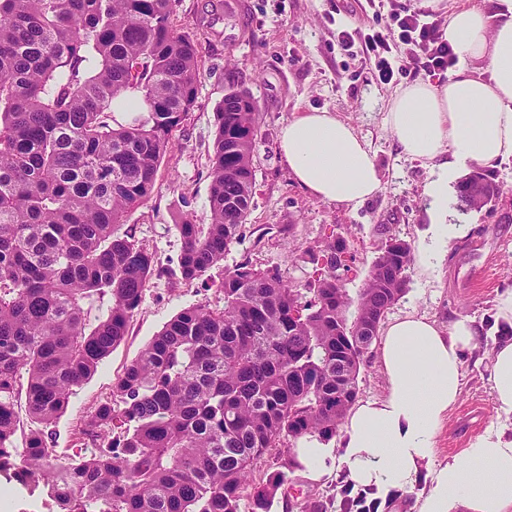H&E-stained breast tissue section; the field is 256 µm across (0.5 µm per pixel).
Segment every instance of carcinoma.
Wrapping results in <instances>:
<instances>
[{
    "label": "carcinoma",
    "mask_w": 512,
    "mask_h": 512,
    "mask_svg": "<svg viewBox=\"0 0 512 512\" xmlns=\"http://www.w3.org/2000/svg\"><path fill=\"white\" fill-rule=\"evenodd\" d=\"M175 2L0 0V477L48 512H240L245 496L267 512L292 448L259 484L254 462L305 436H336L363 356L409 288L411 246L388 226L354 298L352 259L338 257L347 244L334 235L312 255L308 300L242 263L220 283L223 307L181 310L126 366L112 390L121 408L105 402L85 417L80 434L95 447H51L155 272L153 253L119 227L154 192L197 99L198 48L173 28ZM119 96L145 110L117 120ZM257 112L233 85L217 108L209 223L175 225L184 281L223 262L247 220ZM503 194L479 167L457 187L466 213Z\"/></svg>",
    "instance_id": "1"
}]
</instances>
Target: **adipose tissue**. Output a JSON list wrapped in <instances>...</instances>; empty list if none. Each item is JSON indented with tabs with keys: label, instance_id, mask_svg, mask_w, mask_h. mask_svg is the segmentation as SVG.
<instances>
[{
	"label": "adipose tissue",
	"instance_id": "obj_1",
	"mask_svg": "<svg viewBox=\"0 0 512 512\" xmlns=\"http://www.w3.org/2000/svg\"><path fill=\"white\" fill-rule=\"evenodd\" d=\"M500 3L495 22L475 6L454 10L444 35L458 69L436 85H407L388 104L386 122L403 152L431 164L425 262L464 231L448 220V199L464 170L512 158V0ZM279 150L292 177L321 201L354 209L380 189L368 143L334 113L289 120ZM483 334V324L468 317L445 328L413 314L391 322L378 351L382 397L350 410L336 447L301 438L293 453L303 474L335 477L382 499L401 495L410 512H512L511 429L489 427L447 462L435 458L437 435L461 398L464 367ZM486 370L498 413L511 416V337H496Z\"/></svg>",
	"mask_w": 512,
	"mask_h": 512
}]
</instances>
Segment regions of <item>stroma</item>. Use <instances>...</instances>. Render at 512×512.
<instances>
[{"mask_svg": "<svg viewBox=\"0 0 512 512\" xmlns=\"http://www.w3.org/2000/svg\"><path fill=\"white\" fill-rule=\"evenodd\" d=\"M372 15L369 0H224L220 11L212 9L210 0H179L172 25L197 41V100L173 135L152 195L129 213L124 225L154 254L160 273L149 281L124 340L77 389L58 419L54 448L83 446L82 420L111 399L117 377L168 320L195 304L223 307L218 287L225 271L236 265L248 262L277 270L302 292L313 271L309 250L335 232L355 257L346 282L354 295L378 254L379 225H390L412 249H419L430 227L422 188L431 167L405 156L385 123L389 99L413 78L397 75L380 82L370 67L340 55L336 47L344 24L368 21ZM232 84L248 89L258 106L255 194L240 242L220 265L186 282L173 275L182 247L176 225L185 218L208 221L216 107ZM314 110L333 112L370 146L381 188L358 210L311 196L292 178L279 153L281 127ZM493 173L505 195L490 213L456 212V222L468 227L466 235L453 240L428 267L412 264L409 289L388 311L387 320L416 314L444 326L469 317L493 330L497 296L512 289V161ZM498 422L484 366L467 364L460 401L437 436V461H447ZM288 484L292 493L277 496L270 512H299L306 501L316 503L318 512H342L335 482H314L293 471Z\"/></svg>", "mask_w": 512, "mask_h": 512, "instance_id": "obj_1", "label": "stroma"}]
</instances>
